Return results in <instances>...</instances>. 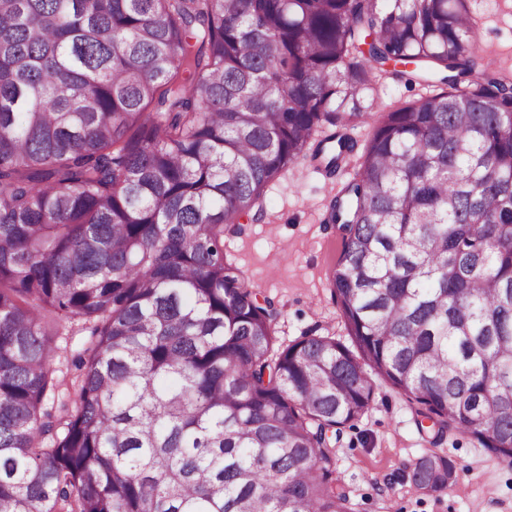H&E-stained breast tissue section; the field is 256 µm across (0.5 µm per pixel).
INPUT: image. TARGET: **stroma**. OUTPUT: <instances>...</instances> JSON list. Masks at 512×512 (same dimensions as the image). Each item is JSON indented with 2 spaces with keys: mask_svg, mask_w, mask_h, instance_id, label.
<instances>
[{
  "mask_svg": "<svg viewBox=\"0 0 512 512\" xmlns=\"http://www.w3.org/2000/svg\"><path fill=\"white\" fill-rule=\"evenodd\" d=\"M471 8L483 69L512 75V0H472ZM376 82L382 109L437 88L433 82H411L388 73L378 74ZM356 166L352 159L330 171L298 161L266 188L261 216L244 218L240 232L224 236L227 259L260 297L277 306L281 342L311 333H345L329 279L342 240L329 215L333 198L353 179ZM88 341L87 330L78 326L57 337L47 411L58 412L72 396V385L81 375L74 360ZM428 445L407 397L376 381L371 410L336 445V475L354 512H512V468L500 465L472 436L459 431L441 442L455 465L451 485L429 495L417 491L410 471Z\"/></svg>",
  "mask_w": 512,
  "mask_h": 512,
  "instance_id": "stroma-1",
  "label": "stroma"
}]
</instances>
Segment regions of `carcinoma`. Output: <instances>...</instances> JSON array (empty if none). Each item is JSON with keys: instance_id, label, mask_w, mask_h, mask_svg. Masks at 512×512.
<instances>
[{"instance_id": "carcinoma-1", "label": "carcinoma", "mask_w": 512, "mask_h": 512, "mask_svg": "<svg viewBox=\"0 0 512 512\" xmlns=\"http://www.w3.org/2000/svg\"><path fill=\"white\" fill-rule=\"evenodd\" d=\"M471 0H0V512H353L332 438L372 377L431 442L512 468V83ZM445 89L386 112L331 203L351 340L277 345L224 234L374 69ZM92 340L43 409L66 322ZM430 450L411 480L448 488Z\"/></svg>"}]
</instances>
